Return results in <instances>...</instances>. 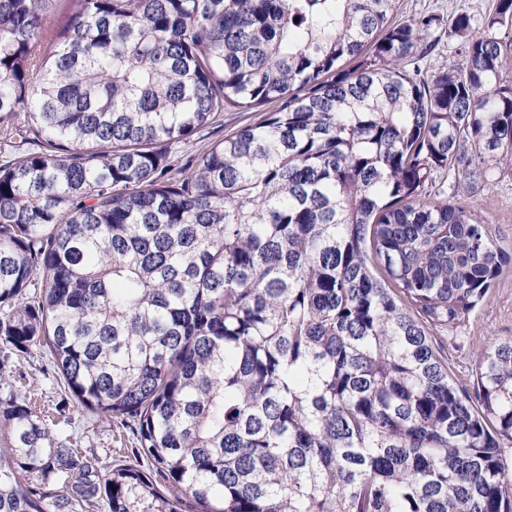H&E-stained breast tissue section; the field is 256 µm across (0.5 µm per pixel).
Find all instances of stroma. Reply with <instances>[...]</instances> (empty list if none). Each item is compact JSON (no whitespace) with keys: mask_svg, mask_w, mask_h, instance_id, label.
<instances>
[{"mask_svg":"<svg viewBox=\"0 0 512 512\" xmlns=\"http://www.w3.org/2000/svg\"><path fill=\"white\" fill-rule=\"evenodd\" d=\"M494 5L495 0H400L397 17L408 20L434 14L443 21L435 46L422 61L423 70L432 72L462 57L463 41L449 36L446 21L465 12L479 22L493 11ZM261 114L258 108H226L219 120L202 128L194 142L184 148L179 155L180 165L195 164L201 147L223 141ZM456 192L458 199L470 204L478 217L491 225L499 243L512 249V171L499 173L474 192L469 191L466 181H458ZM457 333L460 340L449 347L448 357L454 364L456 381L466 385L472 381L486 345L493 338L512 336V268L499 278L481 311L459 327ZM11 392L31 400L38 409L53 412L54 435L84 453L95 454L102 471L118 464L135 463L138 441L132 422L101 417L78 406L59 383L45 351L35 349L19 357L0 344V397Z\"/></svg>","mask_w":512,"mask_h":512,"instance_id":"stroma-1","label":"stroma"}]
</instances>
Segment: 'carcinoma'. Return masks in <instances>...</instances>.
<instances>
[{
    "label": "carcinoma",
    "mask_w": 512,
    "mask_h": 512,
    "mask_svg": "<svg viewBox=\"0 0 512 512\" xmlns=\"http://www.w3.org/2000/svg\"><path fill=\"white\" fill-rule=\"evenodd\" d=\"M397 5L0 0V139L29 146L0 165V342L164 481L11 393L0 512H512V336L472 395L448 363L512 255L429 189L512 167V0L448 22L465 56L430 75L439 19ZM281 106L282 102L277 101L249 111L227 107L219 120L202 128L194 137L195 141L179 154V165L195 164L201 147L223 141L224 137L232 135L241 127L255 121L262 113L277 110Z\"/></svg>",
    "instance_id": "1"
}]
</instances>
